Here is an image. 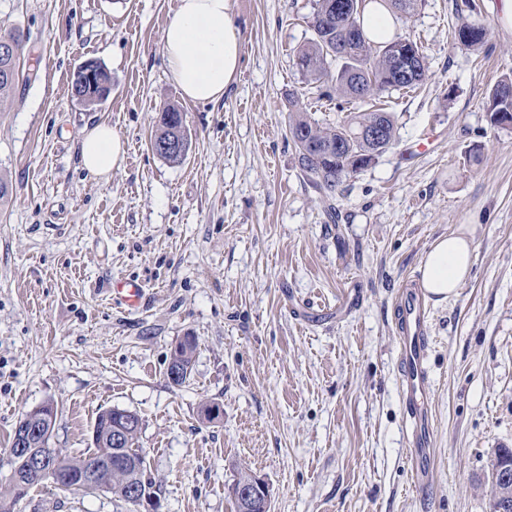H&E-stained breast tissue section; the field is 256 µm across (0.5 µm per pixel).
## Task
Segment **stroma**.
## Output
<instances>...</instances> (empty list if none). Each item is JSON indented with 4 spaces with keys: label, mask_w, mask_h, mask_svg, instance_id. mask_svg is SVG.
<instances>
[{
    "label": "stroma",
    "mask_w": 512,
    "mask_h": 512,
    "mask_svg": "<svg viewBox=\"0 0 512 512\" xmlns=\"http://www.w3.org/2000/svg\"><path fill=\"white\" fill-rule=\"evenodd\" d=\"M242 36L235 83L216 104L183 99L162 57L175 0H0V28L28 41L0 103V492L17 421L58 409L50 445L90 447L97 416L142 419L139 446L160 512H234L238 470L265 479L272 512H491L490 460L512 448V128L486 106L512 72L500 0H474L480 50L454 43L457 0H418L395 30L421 45L428 78L375 102L396 143L321 195L288 137V97L317 100L295 65L313 0H231ZM100 63L101 102L73 97L76 69ZM192 148L172 165L150 148L164 107ZM125 144L105 178L81 165L86 128ZM433 145L418 151L424 135ZM474 246L455 297L430 303L426 495L411 489L395 297L440 235ZM143 290L134 310L115 288ZM197 340L189 380L167 368ZM219 404L218 417L203 409ZM15 512H128L112 493L33 487Z\"/></svg>",
    "instance_id": "obj_1"
}]
</instances>
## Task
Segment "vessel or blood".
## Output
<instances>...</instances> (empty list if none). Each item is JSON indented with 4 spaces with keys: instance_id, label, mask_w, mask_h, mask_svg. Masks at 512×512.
<instances>
[{
    "instance_id": "1",
    "label": "vessel or blood",
    "mask_w": 512,
    "mask_h": 512,
    "mask_svg": "<svg viewBox=\"0 0 512 512\" xmlns=\"http://www.w3.org/2000/svg\"><path fill=\"white\" fill-rule=\"evenodd\" d=\"M399 336L398 362L403 368L401 392L412 424V480L416 490L427 484L426 463L430 458L431 434L428 426L429 377L427 303L417 281H409L396 300Z\"/></svg>"
}]
</instances>
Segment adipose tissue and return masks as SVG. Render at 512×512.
<instances>
[{
    "label": "adipose tissue",
    "instance_id": "1",
    "mask_svg": "<svg viewBox=\"0 0 512 512\" xmlns=\"http://www.w3.org/2000/svg\"><path fill=\"white\" fill-rule=\"evenodd\" d=\"M161 40L166 69L185 99L200 104L220 101L235 82L242 41L231 0H177ZM124 154V143L110 125L85 130L81 160L89 173L110 174ZM473 258L469 239L456 234L435 239L420 267L423 287L440 301L455 296Z\"/></svg>",
    "mask_w": 512,
    "mask_h": 512
}]
</instances>
